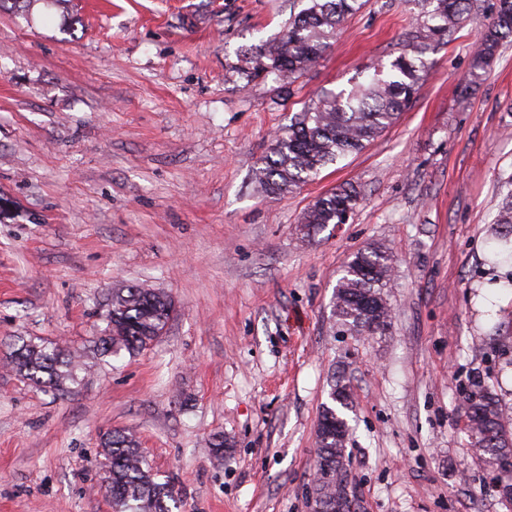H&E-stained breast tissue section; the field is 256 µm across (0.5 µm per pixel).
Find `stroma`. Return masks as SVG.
<instances>
[{
	"label": "stroma",
	"instance_id": "1",
	"mask_svg": "<svg viewBox=\"0 0 512 512\" xmlns=\"http://www.w3.org/2000/svg\"><path fill=\"white\" fill-rule=\"evenodd\" d=\"M299 0H0V512H113L100 439L132 430L173 512H306L317 430L346 386L356 512H512L460 405L512 411V259L490 263L512 194V42L462 93L479 8L425 55L410 108L286 196L252 180L273 133L322 91L390 64L417 11L367 0L292 96L226 71ZM364 191L301 243L302 212ZM394 255L390 327L332 316L347 260ZM146 283L164 336L103 363L113 289ZM80 349L58 395L6 369L17 338ZM224 439V458L212 444Z\"/></svg>",
	"mask_w": 512,
	"mask_h": 512
}]
</instances>
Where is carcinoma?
I'll list each match as a JSON object with an SVG mask.
<instances>
[{
	"label": "carcinoma",
	"mask_w": 512,
	"mask_h": 512,
	"mask_svg": "<svg viewBox=\"0 0 512 512\" xmlns=\"http://www.w3.org/2000/svg\"><path fill=\"white\" fill-rule=\"evenodd\" d=\"M410 2L417 8L416 24L406 33L388 74L376 71L349 90L318 94L289 125L276 132L268 152L253 168L254 179L265 192H293L328 165L360 153L394 124L412 103L425 76L423 55L467 21L478 5V0ZM362 6V0H306L284 23L277 38L240 57L228 70L248 83L271 76L282 88H291L319 62L345 18ZM507 39L512 40V0H496L490 21L477 38L467 89L477 84ZM361 199V189L352 183L317 199L300 218L301 239L320 234L330 224L345 223ZM497 225L496 237L503 243L501 253L506 254L512 245V199L502 203ZM392 262V253L380 246L360 250L347 261L336 285L333 313L351 333L371 335L390 325L385 288L390 283ZM173 310L168 295L147 285L113 290L106 327L95 342L97 355L103 359L149 348L159 340ZM7 366L36 386L64 392L75 382L80 361L59 344L20 338ZM462 409L471 446L496 471L504 494L512 498V412L502 407L495 394L483 389L467 396ZM347 435L345 419L335 408H326L317 431L316 483L311 492L314 505L322 512H351ZM101 446L104 486L115 512H171L175 486L154 480L133 432L114 429L103 435Z\"/></svg>",
	"instance_id": "obj_1"
}]
</instances>
